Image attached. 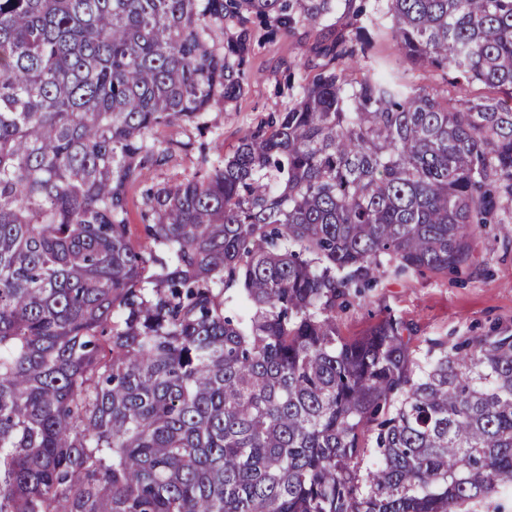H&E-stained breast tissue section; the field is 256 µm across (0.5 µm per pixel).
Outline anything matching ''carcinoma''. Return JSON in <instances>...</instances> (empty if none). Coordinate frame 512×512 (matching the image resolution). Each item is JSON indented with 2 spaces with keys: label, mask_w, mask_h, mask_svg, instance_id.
I'll return each mask as SVG.
<instances>
[{
  "label": "carcinoma",
  "mask_w": 512,
  "mask_h": 512,
  "mask_svg": "<svg viewBox=\"0 0 512 512\" xmlns=\"http://www.w3.org/2000/svg\"><path fill=\"white\" fill-rule=\"evenodd\" d=\"M386 9L446 93L352 77L354 21L288 111L146 190L134 244L129 188L185 147L155 131L336 0H0V512H460L512 482V327L340 326L512 221V0Z\"/></svg>",
  "instance_id": "obj_1"
}]
</instances>
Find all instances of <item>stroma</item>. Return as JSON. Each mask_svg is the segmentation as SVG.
Instances as JSON below:
<instances>
[{"label":"stroma","mask_w":512,"mask_h":512,"mask_svg":"<svg viewBox=\"0 0 512 512\" xmlns=\"http://www.w3.org/2000/svg\"><path fill=\"white\" fill-rule=\"evenodd\" d=\"M386 0H366L374 17L372 55L387 69H397L398 53L389 35ZM352 21L347 4H339L324 24L304 26L292 34L255 37L246 64L243 93L216 100L204 114L205 130L179 124L160 128L159 139L184 142L169 162L152 168L151 183L174 182L200 168L198 146L217 142L219 154H228L246 130L269 114L287 111L296 100V87L312 76L318 59L315 47L329 34L348 30ZM474 274H379L374 287L340 315L348 336L363 335L379 318L395 315L411 323L419 340L445 339L455 343L512 326V224H486L472 239Z\"/></svg>","instance_id":"35a3bbf8"}]
</instances>
